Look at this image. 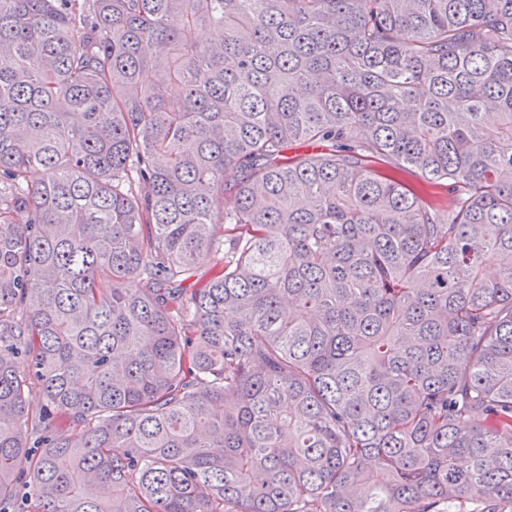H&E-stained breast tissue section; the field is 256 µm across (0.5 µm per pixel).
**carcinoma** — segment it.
Segmentation results:
<instances>
[{
  "instance_id": "cac0c4a2",
  "label": "carcinoma",
  "mask_w": 512,
  "mask_h": 512,
  "mask_svg": "<svg viewBox=\"0 0 512 512\" xmlns=\"http://www.w3.org/2000/svg\"><path fill=\"white\" fill-rule=\"evenodd\" d=\"M20 488L512 512V0H0ZM216 267V258L213 254H203L199 257L193 276L182 282V288H200L203 286L218 270Z\"/></svg>"
}]
</instances>
